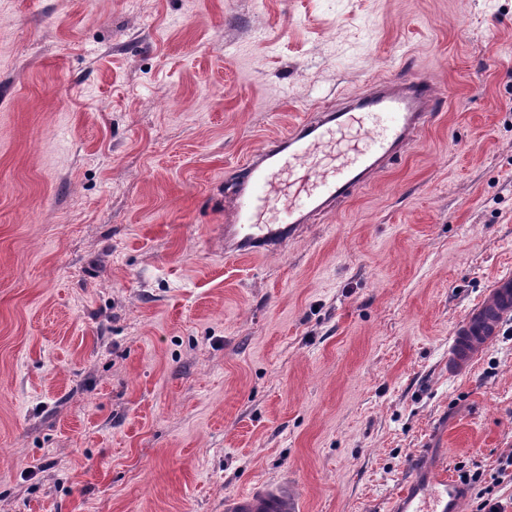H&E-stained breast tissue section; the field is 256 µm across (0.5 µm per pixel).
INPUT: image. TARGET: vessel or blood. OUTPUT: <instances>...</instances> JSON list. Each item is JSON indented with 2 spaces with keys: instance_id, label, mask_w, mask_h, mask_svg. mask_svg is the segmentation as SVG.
<instances>
[{
  "instance_id": "obj_1",
  "label": "vessel or blood",
  "mask_w": 512,
  "mask_h": 512,
  "mask_svg": "<svg viewBox=\"0 0 512 512\" xmlns=\"http://www.w3.org/2000/svg\"><path fill=\"white\" fill-rule=\"evenodd\" d=\"M440 91L427 79L384 78L333 108L318 107L288 133L266 143L228 176L224 252L265 254L285 247L306 224L351 200L412 147L431 124ZM512 316V275L496 278L458 324L448 371L468 369ZM466 487L447 472L439 447L428 443L409 465L388 512H462ZM224 512H299L287 481L224 499Z\"/></svg>"
}]
</instances>
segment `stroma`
<instances>
[{"label": "stroma", "mask_w": 512, "mask_h": 512, "mask_svg": "<svg viewBox=\"0 0 512 512\" xmlns=\"http://www.w3.org/2000/svg\"><path fill=\"white\" fill-rule=\"evenodd\" d=\"M448 91L287 250L228 259L226 170L384 76ZM512 0H0V512H387L441 434L512 512ZM512 314V275L496 278L482 298L467 313L454 332L448 348V373L468 369L484 347L499 336L504 321ZM224 512H299V505L288 480H281L226 496Z\"/></svg>", "instance_id": "obj_1"}]
</instances>
